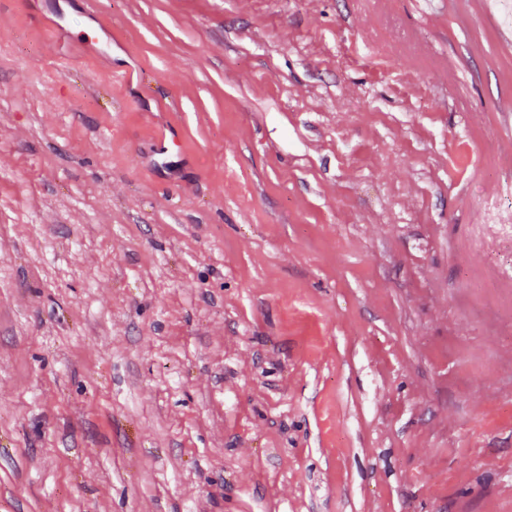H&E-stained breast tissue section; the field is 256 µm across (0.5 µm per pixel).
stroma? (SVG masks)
<instances>
[{
    "instance_id": "obj_1",
    "label": "stroma",
    "mask_w": 512,
    "mask_h": 512,
    "mask_svg": "<svg viewBox=\"0 0 512 512\" xmlns=\"http://www.w3.org/2000/svg\"><path fill=\"white\" fill-rule=\"evenodd\" d=\"M83 9L0 0V512H512L496 0Z\"/></svg>"
}]
</instances>
